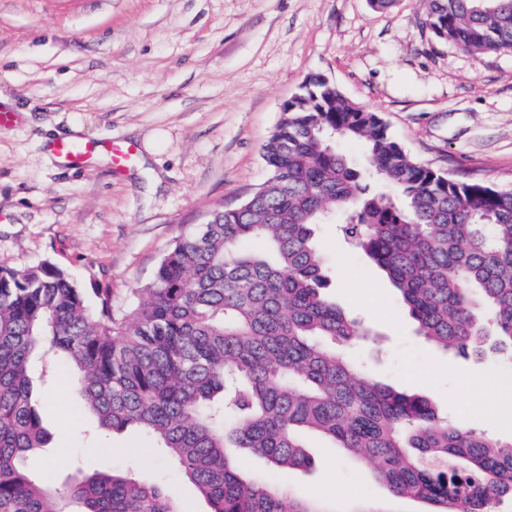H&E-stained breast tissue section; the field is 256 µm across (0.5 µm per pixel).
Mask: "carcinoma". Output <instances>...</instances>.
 <instances>
[{"mask_svg": "<svg viewBox=\"0 0 512 512\" xmlns=\"http://www.w3.org/2000/svg\"><path fill=\"white\" fill-rule=\"evenodd\" d=\"M433 36L469 53L512 51V0H424ZM357 144L360 170L336 149ZM267 180L163 255L127 314L47 263L0 266V512H182L159 483L93 473L59 488L25 459L50 440L33 374L75 368L100 432L153 437L210 512H327L240 473V452L308 468L317 433L432 512L512 501V442L437 414L425 396L369 378L336 344L371 330L325 293L314 228L345 214V240L398 291L417 335L446 353L512 365V190L413 158L376 112L313 76L263 146ZM378 181L400 192L373 194Z\"/></svg>", "mask_w": 512, "mask_h": 512, "instance_id": "obj_1", "label": "carcinoma"}]
</instances>
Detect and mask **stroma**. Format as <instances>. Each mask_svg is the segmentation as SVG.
Returning <instances> with one entry per match:
<instances>
[{"label": "stroma", "mask_w": 512, "mask_h": 512, "mask_svg": "<svg viewBox=\"0 0 512 512\" xmlns=\"http://www.w3.org/2000/svg\"><path fill=\"white\" fill-rule=\"evenodd\" d=\"M422 0H0V266L48 262L98 305L125 313L168 246L219 209L239 205L268 173L262 147L282 106L321 75L378 112L423 164L512 189V53L470 54L436 41ZM134 144L130 167L107 156L66 167L58 137ZM327 295L371 329L350 358L381 384L428 397L450 422L512 441V375L494 356L464 360L417 336L385 275L346 244L335 220L315 232ZM73 373L57 367L37 391L49 448L28 470L65 486L121 470L162 483L183 512H208L197 490L138 430L92 447L71 407ZM308 469H242L324 502L331 512H427L394 496L372 465L321 437Z\"/></svg>", "instance_id": "stroma-1"}]
</instances>
